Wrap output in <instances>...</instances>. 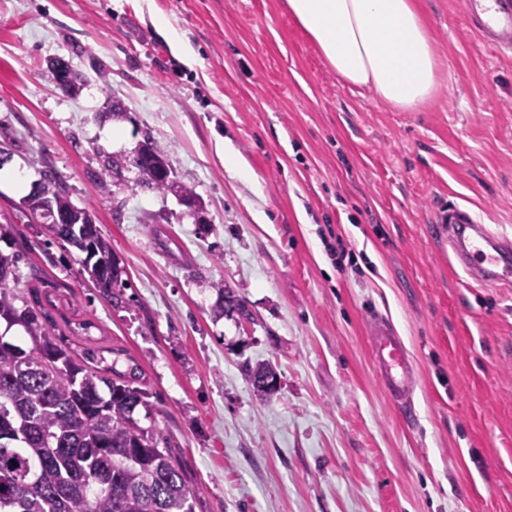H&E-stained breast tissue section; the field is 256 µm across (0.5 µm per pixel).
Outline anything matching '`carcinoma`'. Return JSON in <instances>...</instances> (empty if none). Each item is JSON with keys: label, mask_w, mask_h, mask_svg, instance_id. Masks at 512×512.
<instances>
[{"label": "carcinoma", "mask_w": 512, "mask_h": 512, "mask_svg": "<svg viewBox=\"0 0 512 512\" xmlns=\"http://www.w3.org/2000/svg\"><path fill=\"white\" fill-rule=\"evenodd\" d=\"M58 84L74 92L81 76L62 58L52 63ZM139 171L138 184L183 199H199L195 189L175 179L168 151L155 141L140 144L136 156L114 155L97 178L102 190L122 179L128 166ZM52 210L40 215L49 237L80 252L78 262L107 298L125 287V268L110 239L92 223L88 208L74 213L63 181L43 175ZM18 250L0 249V321L20 326L24 344L0 334V512H194L196 492L181 463L154 426L135 418L146 392L135 386V370L79 362L56 338L55 328L37 299L10 287L18 280ZM209 287L219 295L216 312L250 313L242 298L222 282ZM254 396L276 390L277 373L269 363L247 369Z\"/></svg>", "instance_id": "carcinoma-1"}]
</instances>
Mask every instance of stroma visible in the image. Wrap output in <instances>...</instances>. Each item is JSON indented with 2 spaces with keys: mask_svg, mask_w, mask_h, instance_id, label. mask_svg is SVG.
<instances>
[{
  "mask_svg": "<svg viewBox=\"0 0 512 512\" xmlns=\"http://www.w3.org/2000/svg\"><path fill=\"white\" fill-rule=\"evenodd\" d=\"M437 95L399 112L342 84L284 0H0V141L26 183L61 176L127 271L116 300L0 189V227L57 337L137 367L195 512H512V277L480 285L443 253L442 201L512 238V57L478 47L463 0H418ZM169 27L159 25V18ZM175 29L194 51L174 50ZM82 73L70 94L49 60ZM165 146L206 207L94 178ZM367 262L338 266L324 237ZM249 317L215 314L214 282ZM417 366L407 425L376 378L369 310ZM280 386L257 399L246 368Z\"/></svg>",
  "mask_w": 512,
  "mask_h": 512,
  "instance_id": "obj_1",
  "label": "stroma"
}]
</instances>
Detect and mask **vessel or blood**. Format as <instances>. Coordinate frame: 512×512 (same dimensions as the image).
<instances>
[{
	"instance_id": "1",
	"label": "vessel or blood",
	"mask_w": 512,
	"mask_h": 512,
	"mask_svg": "<svg viewBox=\"0 0 512 512\" xmlns=\"http://www.w3.org/2000/svg\"><path fill=\"white\" fill-rule=\"evenodd\" d=\"M470 29L479 42L503 54L512 52V0H464ZM448 226V244L458 263L475 280L500 281V265L512 263V240L492 235L473 212L452 205L442 211ZM370 347L377 375L389 401L411 412L414 368L404 341L378 312L369 318Z\"/></svg>"
}]
</instances>
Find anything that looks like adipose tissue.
<instances>
[{
    "label": "adipose tissue",
    "mask_w": 512,
    "mask_h": 512,
    "mask_svg": "<svg viewBox=\"0 0 512 512\" xmlns=\"http://www.w3.org/2000/svg\"><path fill=\"white\" fill-rule=\"evenodd\" d=\"M343 84L412 112L439 88V60L417 0H285Z\"/></svg>",
    "instance_id": "1"
}]
</instances>
